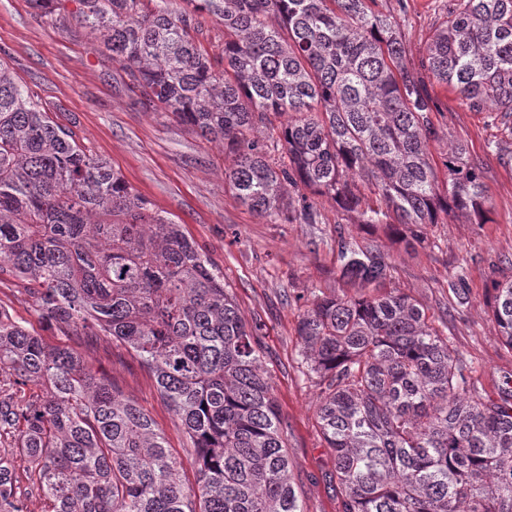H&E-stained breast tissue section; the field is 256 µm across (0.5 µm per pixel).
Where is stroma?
I'll return each instance as SVG.
<instances>
[{
    "label": "stroma",
    "mask_w": 512,
    "mask_h": 512,
    "mask_svg": "<svg viewBox=\"0 0 512 512\" xmlns=\"http://www.w3.org/2000/svg\"><path fill=\"white\" fill-rule=\"evenodd\" d=\"M453 0H376L394 16L411 63L425 59L430 38ZM77 0H63L38 16L28 0H0V62L16 82L78 141L107 159L154 211L181 224L224 273V285L250 323H261L262 368L271 379L295 481L305 512H340L334 453L320 432L319 389L309 379L297 325L311 292L343 294L336 274L339 238L374 240L389 265L386 290L414 297L434 325H443L474 388L498 399L512 382V350L503 345L490 306L495 282L512 276V134L499 120L461 104L445 86L431 90L446 112L431 151L442 162L446 144L460 141L486 161L491 208L483 224L458 213L427 226L425 239L405 249L384 228L361 225L358 212L316 200L314 224H274L240 204L224 185V146L202 139L164 108L150 106L130 88L122 64L93 43L78 21ZM464 288L459 304L455 288ZM0 304L12 318L51 345L73 347L103 372L124 397L151 415L181 461L180 477L194 483L196 465L185 451L182 426L153 378L123 347L105 336L70 339L49 328L16 280L0 278Z\"/></svg>",
    "instance_id": "1"
}]
</instances>
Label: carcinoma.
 <instances>
[{"label":"carcinoma","mask_w":512,"mask_h":512,"mask_svg":"<svg viewBox=\"0 0 512 512\" xmlns=\"http://www.w3.org/2000/svg\"><path fill=\"white\" fill-rule=\"evenodd\" d=\"M99 45L153 105L224 143L235 198L271 221L316 223L326 196L411 248L441 214L485 223V161L448 143L422 73L477 112L512 118V0H460L417 66L376 0H78ZM224 20V69L195 44ZM277 16L278 28L267 24ZM283 116L285 157L249 137ZM296 198L285 201V186ZM367 188L369 193L362 192ZM353 296L312 293L297 327L320 389L341 512H512V390L480 395L444 330L412 297L374 289L377 246L338 240ZM18 279L67 336H110L150 372L179 419L193 484L135 401L69 347H50L0 306V512H305L259 332L220 271L153 212L0 63V277ZM492 314L512 349V279ZM26 456L21 488L12 449Z\"/></svg>","instance_id":"1"}]
</instances>
